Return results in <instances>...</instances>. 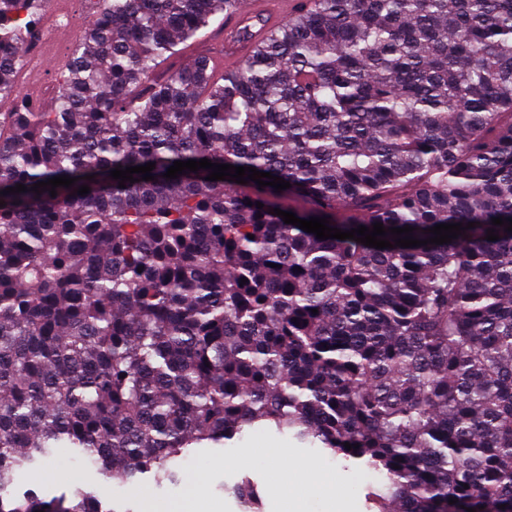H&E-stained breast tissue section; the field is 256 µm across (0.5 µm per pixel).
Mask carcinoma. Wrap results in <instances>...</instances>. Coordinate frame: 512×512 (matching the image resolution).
Instances as JSON below:
<instances>
[{
	"instance_id": "obj_1",
	"label": "carcinoma",
	"mask_w": 512,
	"mask_h": 512,
	"mask_svg": "<svg viewBox=\"0 0 512 512\" xmlns=\"http://www.w3.org/2000/svg\"><path fill=\"white\" fill-rule=\"evenodd\" d=\"M43 3L0 0V512H120L20 491L57 448L160 484L272 430L381 476L377 512H512V0H308L218 77L158 67L239 0H96L38 110ZM203 158L291 187L164 177ZM287 195L345 232L475 227L320 240L269 213Z\"/></svg>"
}]
</instances>
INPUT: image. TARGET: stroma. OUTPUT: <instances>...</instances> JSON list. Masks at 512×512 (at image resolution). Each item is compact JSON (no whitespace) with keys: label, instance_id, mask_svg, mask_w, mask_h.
<instances>
[{"label":"stroma","instance_id":"stroma-1","mask_svg":"<svg viewBox=\"0 0 512 512\" xmlns=\"http://www.w3.org/2000/svg\"><path fill=\"white\" fill-rule=\"evenodd\" d=\"M273 448L288 451L290 462L299 468L318 472L332 471L339 478L341 491L336 499L318 498L317 502H303L302 512H331L333 501L344 504V512H368L366 487L376 482V475L365 471L343 468L339 461L314 448L304 447L292 436L268 432L250 435L227 448L202 450L178 465V482L156 484L145 480L134 485L98 484L96 474L76 456L56 455L47 466L22 477V489H34L58 495L73 491L82 484H98V495L105 501H116L129 512H143L145 506L161 507L175 504L194 484L201 485L202 501L217 505L218 512H241L239 500L232 492L243 477H250L257 485L262 499V512H282L280 492L272 480L268 453Z\"/></svg>","mask_w":512,"mask_h":512}]
</instances>
